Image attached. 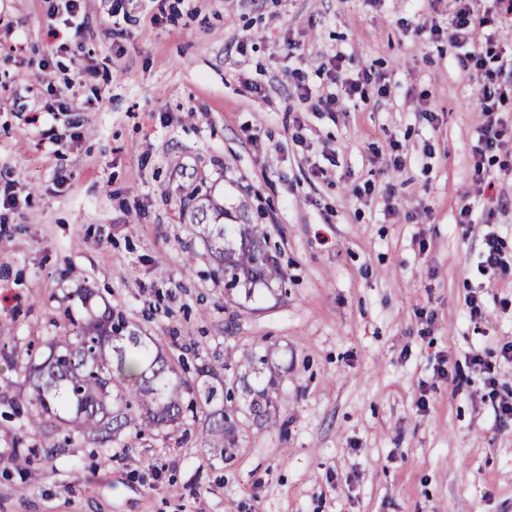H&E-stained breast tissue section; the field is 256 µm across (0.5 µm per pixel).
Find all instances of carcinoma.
<instances>
[{
    "instance_id": "carcinoma-1",
    "label": "carcinoma",
    "mask_w": 512,
    "mask_h": 512,
    "mask_svg": "<svg viewBox=\"0 0 512 512\" xmlns=\"http://www.w3.org/2000/svg\"><path fill=\"white\" fill-rule=\"evenodd\" d=\"M183 207L193 223L201 226L212 255L218 261L228 291L244 289L253 297L254 286L277 275V263L268 234L260 224H221L223 209H210L207 191L195 185L186 194ZM71 329L48 342L49 353L40 363L23 368L25 399L20 402L28 423L64 433L69 444L74 436L108 444L122 435L138 437L148 429L183 424L186 411L198 404L210 405L231 398L224 384L208 379L214 369L201 366L196 380L175 372L151 337L132 329L119 310L109 309L99 319L70 320ZM267 356L253 351L224 354V370L246 366L258 375ZM250 397L249 413L260 425L274 426L276 413L268 388L244 384ZM214 427L232 443L236 422L225 409ZM37 448H16L12 462L26 475L35 472Z\"/></svg>"
}]
</instances>
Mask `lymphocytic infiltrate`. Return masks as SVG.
Here are the masks:
<instances>
[{"label": "lymphocytic infiltrate", "instance_id": "lymphocytic-infiltrate-1", "mask_svg": "<svg viewBox=\"0 0 512 512\" xmlns=\"http://www.w3.org/2000/svg\"><path fill=\"white\" fill-rule=\"evenodd\" d=\"M497 10L482 8L480 0H453V18L449 29L417 28L416 34L431 42L440 37L448 39V57L460 70L478 80V97L485 120L477 130L473 152V172L476 183H486L484 167L487 154L512 145V132L497 118L501 104L512 99V55H506L499 46L498 23L512 14V0H496ZM288 78L299 100H317L326 112L346 111L349 102L361 94L364 86L376 87L379 95L390 93L387 74L373 68L361 69L356 77H348L343 57H336L327 78L329 90L323 91L309 81L307 71L300 67L288 70ZM484 246L476 261L480 275L504 278L512 275V264L503 255L502 241L497 226L486 222Z\"/></svg>", "mask_w": 512, "mask_h": 512}]
</instances>
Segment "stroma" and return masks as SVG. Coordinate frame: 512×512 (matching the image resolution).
I'll use <instances>...</instances> for the list:
<instances>
[{"instance_id": "35a3bbf8", "label": "stroma", "mask_w": 512, "mask_h": 512, "mask_svg": "<svg viewBox=\"0 0 512 512\" xmlns=\"http://www.w3.org/2000/svg\"><path fill=\"white\" fill-rule=\"evenodd\" d=\"M54 3L0 0V319L15 334L0 349V512H512V422L495 421L512 363L494 398L470 362L512 341V286L482 288L484 318L464 302L483 248L481 225L459 221L477 195L478 81L415 32L448 26L451 0H81L77 32ZM337 54L386 72L390 96L297 106L289 67L320 84ZM199 183L276 247L283 277L254 300L225 294L182 214ZM82 288L177 372H222L232 457L203 437L206 412L58 452L13 416L21 367L47 355L65 308L84 316ZM270 344L249 379L273 397L264 428L224 354ZM19 442L40 449L38 480L12 464Z\"/></svg>"}]
</instances>
